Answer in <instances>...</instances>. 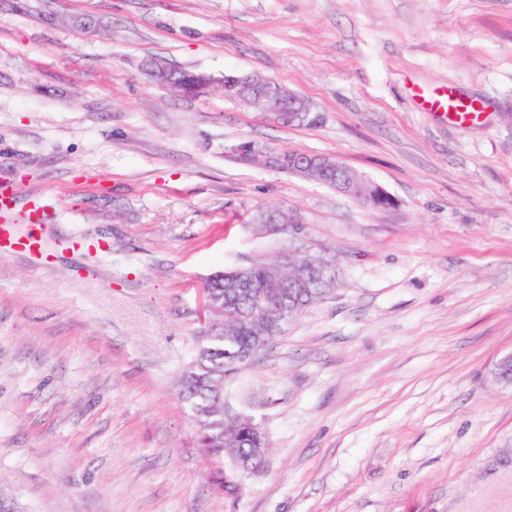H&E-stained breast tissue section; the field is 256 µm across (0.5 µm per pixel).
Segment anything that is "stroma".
I'll return each instance as SVG.
<instances>
[{
    "instance_id": "stroma-1",
    "label": "stroma",
    "mask_w": 512,
    "mask_h": 512,
    "mask_svg": "<svg viewBox=\"0 0 512 512\" xmlns=\"http://www.w3.org/2000/svg\"><path fill=\"white\" fill-rule=\"evenodd\" d=\"M208 73L187 97L142 60ZM307 99L284 124L225 73ZM474 102L478 121L422 109ZM324 154L375 207L245 165ZM54 202L0 254V496L17 512H512V0H0V179ZM262 207L296 215L269 226ZM300 244L336 282L227 379L270 451L206 460L178 399L211 274ZM241 479L239 497L212 482ZM423 105L427 110L439 112L456 123L475 121L480 113L473 102L458 98L446 91L423 97ZM9 247L19 252H41L43 243L40 232H28L26 235H18L12 224L1 221L0 224V248Z\"/></svg>"
}]
</instances>
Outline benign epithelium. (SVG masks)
I'll list each match as a JSON object with an SVG mask.
<instances>
[{"label":"benign epithelium","instance_id":"1","mask_svg":"<svg viewBox=\"0 0 512 512\" xmlns=\"http://www.w3.org/2000/svg\"><path fill=\"white\" fill-rule=\"evenodd\" d=\"M224 92L250 99L251 106L258 108L288 124L301 123L311 112L310 106L300 96L283 94L279 84L265 80L256 83L250 76L233 73L224 74ZM326 168L318 154L300 152L288 158L287 172L310 179H316L318 171ZM336 191L358 198L354 184L345 178L344 165L336 164ZM256 224H297L299 220L280 209L261 210L257 213ZM333 258L322 251L311 248H288L282 250L267 266V285L254 289L251 267H238L223 272L230 280L233 291L220 297L224 308L239 309L242 319L252 329V342L241 346L235 352L237 360L244 367L251 366L260 348L268 342L273 332H281L288 324V289L305 288L309 279L328 270ZM250 292L251 305L239 307V293ZM495 377L504 384H512V353L502 357L494 366ZM225 460L229 461L240 476H248L252 469L248 460L240 457L234 448L225 449Z\"/></svg>","mask_w":512,"mask_h":512}]
</instances>
